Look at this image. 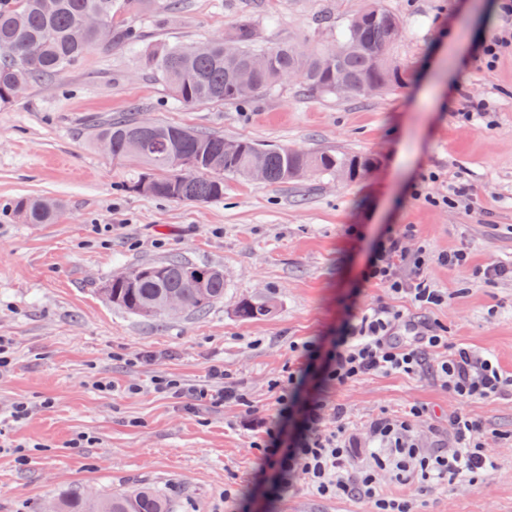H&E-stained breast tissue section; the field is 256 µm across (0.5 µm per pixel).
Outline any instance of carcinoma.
<instances>
[{"label":"carcinoma","mask_w":512,"mask_h":512,"mask_svg":"<svg viewBox=\"0 0 512 512\" xmlns=\"http://www.w3.org/2000/svg\"><path fill=\"white\" fill-rule=\"evenodd\" d=\"M153 0H0V107L14 101V89L36 81L51 80L72 67L87 51L98 46L89 31L75 37L78 23L87 14H97L112 25L111 44L136 46L141 33L130 26L113 25L114 17L131 10L147 11ZM371 17L359 22L352 18L334 36L333 42L302 50L292 44L263 46L253 23L241 20L224 37L212 41L206 55L191 53L190 47L168 43L150 49L146 61L151 72L168 87L173 98L186 106L217 101H246L271 91L283 78L299 75L310 95L343 94L339 84L352 86L350 96L367 95L363 85L374 83L387 91L401 83V77L384 69L382 53L401 20L380 0H367ZM255 57L266 60L257 75V87L239 85V70ZM106 139L112 157H135L150 169L161 171L153 197L207 204L224 197V177H245L255 157H260L266 183H286L308 173L332 174L346 167L352 174L363 170L364 161L330 152L302 151L287 147L267 148L257 154V144L247 139L228 140L207 132L154 123L145 126L134 120H111L101 125L95 140ZM234 151H229V148ZM178 153L196 164L193 173L170 164ZM15 213L27 224H51L58 212L56 201L43 197H20ZM134 281L112 279L107 292L112 302L125 311L150 320L167 314L160 301L177 295L183 309L206 312L224 297V274L211 266L187 259L171 258L137 266ZM269 313V306L244 303L238 315L244 320ZM40 512H174L162 494L146 485L121 493L90 494L76 490L65 499L40 506Z\"/></svg>","instance_id":"carcinoma-1"}]
</instances>
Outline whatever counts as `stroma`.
<instances>
[{
    "label": "stroma",
    "mask_w": 512,
    "mask_h": 512,
    "mask_svg": "<svg viewBox=\"0 0 512 512\" xmlns=\"http://www.w3.org/2000/svg\"><path fill=\"white\" fill-rule=\"evenodd\" d=\"M501 0H382L402 22L392 47L403 85L364 97L312 96L299 80L236 104L185 106L144 64L159 42L200 45L250 18L260 42L308 46L342 28L363 0H157L122 24L141 45L96 48L53 80L30 85L0 108V338L13 364L0 373V512H35L40 503L84 487L122 492L157 488L176 512H372L369 501L322 497L302 482L254 488L251 443L277 409L270 379L298 355L290 343L338 333L350 310L386 305L491 355L512 376V278L487 282L481 268L512 262V45L487 66L481 45L512 28ZM114 118L172 124L261 145L332 151L368 159L354 179L316 174L284 184L228 177L208 204L129 190L146 172L94 142ZM459 184L453 208L413 196ZM24 196L60 203L54 223L27 224L12 211ZM412 225L408 249L432 255L425 275L446 300L427 309L362 273L378 240ZM466 249L451 268L438 254ZM179 256L219 268L224 297L198 314L147 320L112 304L108 281L148 262ZM268 302L244 320L241 302ZM223 365L250 406L210 408L151 391L169 375L196 383ZM106 378L108 392L92 382ZM140 393H131V386ZM353 428V469L372 461L366 427L381 413L428 408L418 424L423 449L450 447L455 399L432 375L369 376L327 393ZM51 408H40L42 399ZM36 403L13 424V402ZM471 415L490 430L493 474L471 486L428 490L381 472L379 486L412 512H512V397L481 400ZM94 441L70 447L75 435ZM24 446L19 465L15 446Z\"/></svg>",
    "instance_id": "obj_1"
}]
</instances>
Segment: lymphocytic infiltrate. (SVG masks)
Here are the masks:
<instances>
[{"label": "lymphocytic infiltrate", "instance_id": "lymphocytic-infiltrate-1", "mask_svg": "<svg viewBox=\"0 0 512 512\" xmlns=\"http://www.w3.org/2000/svg\"><path fill=\"white\" fill-rule=\"evenodd\" d=\"M411 234L407 228L382 239L365 279L414 305H440L443 295L424 274L426 248L411 256L402 245L403 238ZM405 261L414 268L413 277L408 279L397 273ZM291 349L299 353L300 361L272 380L270 388L278 413L252 443L259 452L260 477H274L285 489L299 476L323 497L362 498L372 503L373 512H411L408 501L381 494L378 471H392L396 480L406 484L433 485L458 481L474 484L491 475L495 464L484 446L488 429L466 410L474 400L512 395V377L504 376L491 356L450 344L431 327H418L415 321L404 320L401 311L387 306L366 310L330 344L313 340L292 344ZM437 351L443 352V359L430 362V355ZM427 373L458 401L448 415L451 448L428 452L420 447L414 427L426 420L428 411L414 405L401 417L384 414L371 422L370 435L384 451L374 454L372 468L351 472L353 447L348 423L343 409L327 401L325 388L372 375ZM152 385L156 393L177 399L188 396L212 406L227 401L243 406L248 403L235 386L225 383L220 365L210 366L203 384L157 376Z\"/></svg>", "mask_w": 512, "mask_h": 512}]
</instances>
